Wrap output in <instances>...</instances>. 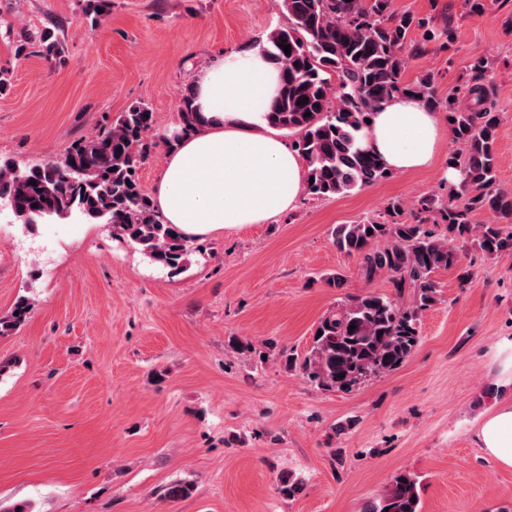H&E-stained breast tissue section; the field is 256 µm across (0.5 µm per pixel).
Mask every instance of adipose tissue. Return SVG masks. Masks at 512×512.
Returning a JSON list of instances; mask_svg holds the SVG:
<instances>
[{"instance_id": "1", "label": "adipose tissue", "mask_w": 512, "mask_h": 512, "mask_svg": "<svg viewBox=\"0 0 512 512\" xmlns=\"http://www.w3.org/2000/svg\"><path fill=\"white\" fill-rule=\"evenodd\" d=\"M279 84V66L256 47L200 72L190 89L196 126L165 147L158 172L155 207L164 223L212 234L274 222L298 202L306 164L266 120ZM442 130L440 113L396 96L373 115L363 144L390 170L414 171L432 164ZM478 441L512 468V400L484 417Z\"/></svg>"}]
</instances>
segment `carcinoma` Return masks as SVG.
I'll return each mask as SVG.
<instances>
[{
  "label": "carcinoma",
  "mask_w": 512,
  "mask_h": 512,
  "mask_svg": "<svg viewBox=\"0 0 512 512\" xmlns=\"http://www.w3.org/2000/svg\"><path fill=\"white\" fill-rule=\"evenodd\" d=\"M282 7L286 22L256 44L282 66L280 91L267 119L293 136L291 146L306 162V196L331 199L390 176L379 158L362 147L361 135L367 120L395 95L445 113L460 145V152L448 156V168L460 175L459 184L448 187V200L421 197L413 222L402 219L400 204L390 203L378 219L342 224L335 231L337 249L359 258L368 279L388 274L392 294L367 292L328 310L316 327L322 335H313L303 356L286 354L285 362L322 390L349 392L372 376L397 370L411 356L420 340L421 314L437 301L433 274L459 261L457 252L426 224H443L448 233L463 238L477 234L480 250L489 256L512 253V231L496 224L476 226L468 219L480 210L512 216V193L500 188L497 179L499 117L488 106L483 56L470 64L465 97L471 105L465 108L436 96L427 75L415 83L402 81L409 60L420 51L408 39L409 31L425 29L427 41L434 32L423 18L393 16L390 0H282ZM284 45L290 46V54L284 53ZM34 48L48 59L57 56L55 32L21 35L16 53ZM305 98L308 102L299 104ZM179 111L175 139L194 128L185 96ZM154 126V112L139 103L94 136L74 142L60 164L21 169L0 163V208L7 207L15 221L27 225L74 213L89 224L110 222L116 235L151 263L182 273L203 247L164 223L141 189L138 169L157 146L151 136ZM460 191L469 193L463 209L455 204ZM382 239L389 244L377 246ZM32 308L29 298L20 297L13 311L0 318V335L24 324ZM363 512H421L417 477L397 476Z\"/></svg>",
  "instance_id": "obj_1"
}]
</instances>
